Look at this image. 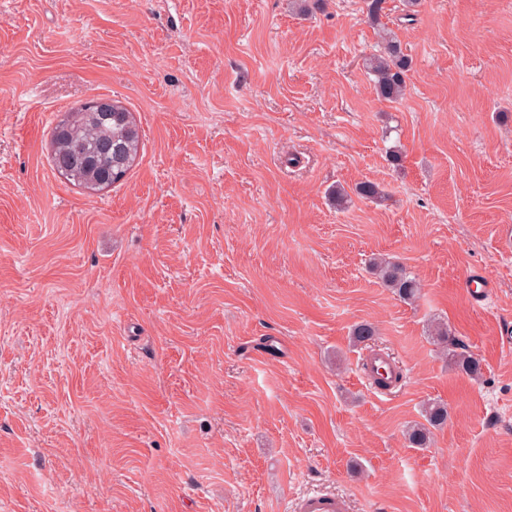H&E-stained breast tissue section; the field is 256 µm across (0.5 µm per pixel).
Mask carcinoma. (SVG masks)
Segmentation results:
<instances>
[{
    "label": "carcinoma",
    "instance_id": "obj_1",
    "mask_svg": "<svg viewBox=\"0 0 512 512\" xmlns=\"http://www.w3.org/2000/svg\"><path fill=\"white\" fill-rule=\"evenodd\" d=\"M411 60L401 43L390 37L381 55L366 60L365 66L373 82L377 97L382 101L396 102L405 96L407 72ZM112 144V152L102 146ZM140 149L139 128L131 112L115 101L112 112H99L85 104L73 109L52 132V161L54 168L69 181L90 190H100L124 181ZM372 269L382 283L394 289L396 295L414 302L421 295L420 282L397 260L378 258ZM376 328L363 322L352 330L355 345L374 339ZM455 368L476 379L482 375L481 362L471 354H457L448 350ZM424 422L407 431V440L415 448L430 444L432 429L446 422L447 407L437 401L429 402L423 409Z\"/></svg>",
    "mask_w": 512,
    "mask_h": 512
}]
</instances>
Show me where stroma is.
<instances>
[{
    "instance_id": "1",
    "label": "stroma",
    "mask_w": 512,
    "mask_h": 512,
    "mask_svg": "<svg viewBox=\"0 0 512 512\" xmlns=\"http://www.w3.org/2000/svg\"><path fill=\"white\" fill-rule=\"evenodd\" d=\"M383 28L411 58L393 103L365 68ZM101 95L142 149L90 193L50 136ZM365 321L396 389L361 373ZM509 328L512 0H386L376 24L365 0H0V512H288L314 488L512 512ZM430 401L448 421L411 447ZM372 269L386 287L394 289L400 299L414 302L420 297V282L399 261L378 258L373 261ZM455 368L469 378L476 379L482 375L481 362L471 354H455L453 349L448 348V356Z\"/></svg>"
}]
</instances>
